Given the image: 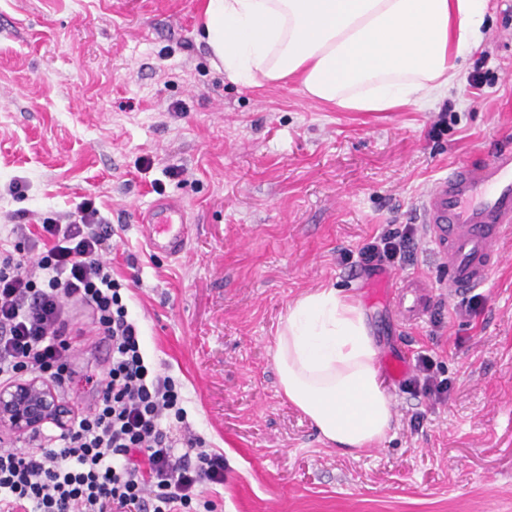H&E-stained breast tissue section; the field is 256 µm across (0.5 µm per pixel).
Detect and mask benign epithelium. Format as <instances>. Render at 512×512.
I'll use <instances>...</instances> for the list:
<instances>
[{
    "label": "benign epithelium",
    "instance_id": "7a95c632",
    "mask_svg": "<svg viewBox=\"0 0 512 512\" xmlns=\"http://www.w3.org/2000/svg\"><path fill=\"white\" fill-rule=\"evenodd\" d=\"M64 404L54 389L40 380H22L0 387V426L25 434L44 424L65 422Z\"/></svg>",
    "mask_w": 512,
    "mask_h": 512
}]
</instances>
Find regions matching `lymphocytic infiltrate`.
<instances>
[{
	"instance_id": "lymphocytic-infiltrate-1",
	"label": "lymphocytic infiltrate",
	"mask_w": 512,
	"mask_h": 512,
	"mask_svg": "<svg viewBox=\"0 0 512 512\" xmlns=\"http://www.w3.org/2000/svg\"><path fill=\"white\" fill-rule=\"evenodd\" d=\"M416 227L389 228L359 251L365 269L392 267ZM113 230L94 200L69 222L44 217L24 244H0V384L72 380L67 306L90 310L112 344L92 404L73 413L54 446L0 449V512H192L203 484L224 482L223 454L186 430L175 381L145 360L122 280L105 258Z\"/></svg>"
}]
</instances>
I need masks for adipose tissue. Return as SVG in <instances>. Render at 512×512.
<instances>
[{
	"instance_id": "ef3b65f1",
	"label": "adipose tissue",
	"mask_w": 512,
	"mask_h": 512,
	"mask_svg": "<svg viewBox=\"0 0 512 512\" xmlns=\"http://www.w3.org/2000/svg\"><path fill=\"white\" fill-rule=\"evenodd\" d=\"M489 0H205L213 67L248 85L297 81L341 112H395L448 93L485 36ZM366 317L334 287L297 298L275 337L281 392L351 454L382 441L392 399Z\"/></svg>"
}]
</instances>
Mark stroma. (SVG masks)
<instances>
[{
    "label": "stroma",
    "mask_w": 512,
    "mask_h": 512,
    "mask_svg": "<svg viewBox=\"0 0 512 512\" xmlns=\"http://www.w3.org/2000/svg\"><path fill=\"white\" fill-rule=\"evenodd\" d=\"M203 2L0 0V238L95 200L148 360L224 455L223 484L204 489L223 512H512V234L489 284L451 298L418 213L452 166L512 142V0H490L485 39L463 63L465 80L482 71L481 89L397 112L232 82L198 39ZM160 198L181 200L193 226L178 258L140 233ZM388 224L417 227L394 274L436 290L413 322L370 297L376 275L359 263ZM325 286L358 303L378 351L429 354L448 386L437 403L386 383L392 428L354 456L278 388L279 324ZM70 315L75 377L56 394L76 411L112 346L85 308Z\"/></svg>",
    "instance_id": "1"
}]
</instances>
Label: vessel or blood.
<instances>
[{
  "label": "vessel or blood",
  "instance_id": "b4317fda",
  "mask_svg": "<svg viewBox=\"0 0 512 512\" xmlns=\"http://www.w3.org/2000/svg\"><path fill=\"white\" fill-rule=\"evenodd\" d=\"M419 214L448 268L449 292L460 296L486 285L502 260L501 240L512 230V144L452 168L422 198ZM141 224L151 249L171 257L185 252L192 226L181 201H156ZM375 294L408 320L423 315L432 299L421 281L392 274L378 278Z\"/></svg>",
  "mask_w": 512,
  "mask_h": 512
}]
</instances>
